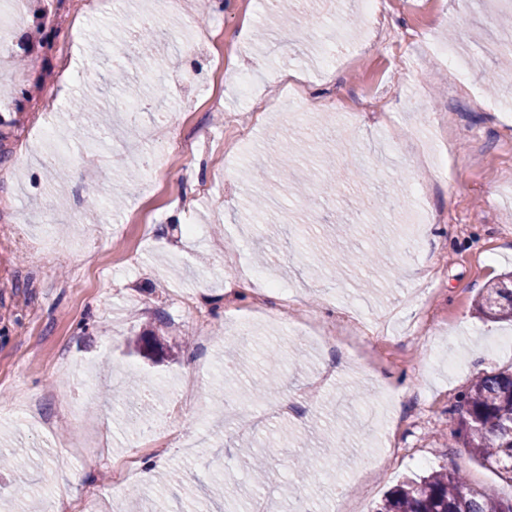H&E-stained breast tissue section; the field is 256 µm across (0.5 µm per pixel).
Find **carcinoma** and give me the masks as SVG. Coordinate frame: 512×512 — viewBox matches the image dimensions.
Here are the masks:
<instances>
[{
    "label": "carcinoma",
    "mask_w": 512,
    "mask_h": 512,
    "mask_svg": "<svg viewBox=\"0 0 512 512\" xmlns=\"http://www.w3.org/2000/svg\"><path fill=\"white\" fill-rule=\"evenodd\" d=\"M478 310L512 321V272L486 288ZM280 389V377L269 372L252 387V395ZM450 435L491 469L512 476V373L476 376L456 400ZM375 512H512V499L478 491L459 471L445 469L395 486Z\"/></svg>",
    "instance_id": "obj_1"
}]
</instances>
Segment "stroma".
Masks as SVG:
<instances>
[{"label":"stroma","instance_id":"1","mask_svg":"<svg viewBox=\"0 0 512 512\" xmlns=\"http://www.w3.org/2000/svg\"><path fill=\"white\" fill-rule=\"evenodd\" d=\"M73 0H41L32 24L12 32L14 74L0 89V453L25 467L0 470V512H286L290 499L330 500L345 485L352 512H372L407 476L457 469L472 487L512 498V480L484 466L449 435L451 410L472 379L512 370V350L492 341L512 326L483 318L482 288L512 270V144L502 103L512 74L484 56L502 34L494 0H389L379 31L357 21L358 0H295L293 25H278L265 0H106L81 18L72 63L93 76L61 99V39L48 15ZM163 21L151 53L134 16ZM118 47L141 60L119 74ZM457 50L468 87L455 85L441 55ZM272 103L256 109L234 90L247 57ZM140 88L142 124L77 115L84 95L119 100ZM331 95L332 108L302 119L293 97ZM224 142L146 162L169 139ZM289 165H282V157ZM357 182L344 179L349 168ZM420 185L445 220L415 232ZM278 198L265 213L254 197ZM195 234H187L188 226ZM380 253L378 266L345 264L332 242ZM369 326L388 321L372 367L352 349L291 341L308 315L333 329L347 312ZM252 313L248 349L278 348L281 394L243 401L225 420L223 366L236 356L239 318ZM156 328L151 355L138 336ZM336 375L318 377L327 361ZM154 388L155 434L113 400L128 381ZM351 391L364 399L333 408ZM304 411L280 412V395ZM355 429L326 459L317 424ZM293 436L254 482L239 461L242 441L275 426ZM207 439L185 454L187 435ZM320 469L304 481L299 456Z\"/></svg>","mask_w":512,"mask_h":512}]
</instances>
